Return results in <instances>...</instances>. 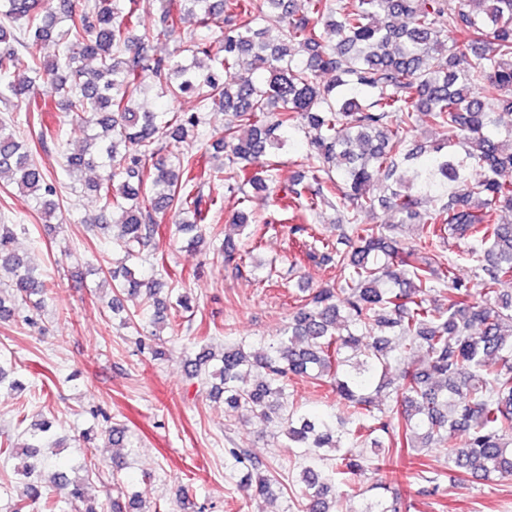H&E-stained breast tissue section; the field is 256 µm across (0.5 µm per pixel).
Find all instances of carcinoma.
Returning a JSON list of instances; mask_svg holds the SVG:
<instances>
[{"label":"carcinoma","instance_id":"1","mask_svg":"<svg viewBox=\"0 0 512 512\" xmlns=\"http://www.w3.org/2000/svg\"><path fill=\"white\" fill-rule=\"evenodd\" d=\"M143 11L142 0H94L64 28L68 0L56 9L43 0H0V78L14 95L28 96V111L49 112L62 96L85 124L86 144L66 155V167L99 172L87 189L102 209L119 212L100 230L136 257L172 214L183 243L197 249L213 206L202 182L222 170L231 194L269 192L264 158L299 132L314 166L309 181L276 195L295 220L288 233L305 231L321 204L336 199L343 208L336 243L306 253L339 266L340 282L304 296L277 341L231 343L218 355L203 347L187 358V374L203 384L219 380L214 395L286 438L301 467L299 512H342L336 503L372 470L378 494L359 512H408L402 484L444 494L440 474L421 456L452 432L465 439L448 449V470L486 481L512 476V224L497 218L512 212V126L499 128L480 95L491 88L496 107L512 112V0H304L300 9L296 0H164L152 25L136 34ZM191 17L219 30L221 51L192 38L169 57L149 54L152 41L181 33ZM48 41L59 45L58 56H42ZM244 57L250 68L226 82ZM86 61L95 67L86 69ZM328 73L335 79L325 82ZM147 82L173 99L196 95L200 111L165 121L138 111ZM207 109L232 116L213 143L227 162L210 168L205 152L158 156L163 142L197 139ZM420 113L437 135L431 145L408 139ZM125 142L136 151L119 154ZM474 168L482 171L475 182ZM4 180L54 217L56 184L0 123ZM378 205L398 223H362ZM415 220L417 241L408 246L397 230ZM451 238L466 241L465 260L481 271L476 293L441 254ZM13 241L12 225L0 224V270L11 275L10 291L0 292L3 321L20 302L41 307L33 296L47 288ZM352 242V250L341 249ZM218 255L226 267L242 260L230 239ZM163 287L128 267L112 270V293L142 298L156 321L170 309H192L186 294L160 296ZM446 292L445 304L431 299ZM294 379L326 388L346 415L288 403ZM368 447L381 462L364 454ZM225 454L244 472L249 502L292 489L248 449ZM0 456L17 460L15 472L27 479L9 512L34 505L56 512L43 486L48 471L52 483L69 488L78 512H105L102 504L79 508L86 502L79 469L69 477L40 446L7 445Z\"/></svg>","mask_w":512,"mask_h":512}]
</instances>
